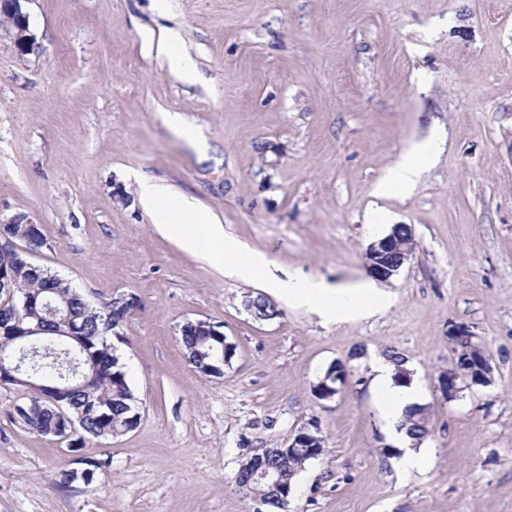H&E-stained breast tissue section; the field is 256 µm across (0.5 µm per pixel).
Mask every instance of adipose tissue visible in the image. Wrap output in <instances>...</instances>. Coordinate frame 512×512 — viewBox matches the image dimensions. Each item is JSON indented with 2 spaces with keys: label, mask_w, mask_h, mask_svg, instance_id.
<instances>
[{
  "label": "adipose tissue",
  "mask_w": 512,
  "mask_h": 512,
  "mask_svg": "<svg viewBox=\"0 0 512 512\" xmlns=\"http://www.w3.org/2000/svg\"><path fill=\"white\" fill-rule=\"evenodd\" d=\"M435 148L431 139L411 143L390 167L377 188L378 193L413 185ZM139 202L157 228L175 238L185 251L204 256L227 275L240 280L264 279L269 295L288 306L318 315L324 323H342L364 310L384 309L390 304L389 293L369 282L342 288L305 276L282 279L272 275L264 255L245 252L225 235L223 225L204 213L192 199L174 195L155 182L140 181ZM371 373L372 385L381 399L380 419L390 441L402 453L403 466L420 467L425 448L408 435L404 425L407 411L420 403L417 386L396 383L395 366L383 356L372 361Z\"/></svg>",
  "instance_id": "obj_1"
}]
</instances>
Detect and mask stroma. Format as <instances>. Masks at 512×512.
<instances>
[{"instance_id": "stroma-1", "label": "stroma", "mask_w": 512, "mask_h": 512, "mask_svg": "<svg viewBox=\"0 0 512 512\" xmlns=\"http://www.w3.org/2000/svg\"><path fill=\"white\" fill-rule=\"evenodd\" d=\"M37 53L0 43V216L25 213L35 264L92 306H140L113 345L141 420L81 453L109 460L91 485L53 486L65 446L14 423L0 387V512H253L236 488L257 448L323 440L290 512H512V0H27ZM172 30L199 77H174L139 32ZM179 113L196 148L165 122ZM436 137L408 193L376 194L414 141ZM149 178L193 198L281 277L370 280L364 254L397 224L414 251L392 303L323 325L278 305L254 318L261 280L220 273L160 233ZM220 324L223 377L188 362L181 327ZM466 334L491 385L444 397ZM403 355L429 419L425 469L400 471L369 360ZM335 396L314 385L331 363Z\"/></svg>"}]
</instances>
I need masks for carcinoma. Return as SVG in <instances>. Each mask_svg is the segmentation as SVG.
<instances>
[{
  "mask_svg": "<svg viewBox=\"0 0 512 512\" xmlns=\"http://www.w3.org/2000/svg\"><path fill=\"white\" fill-rule=\"evenodd\" d=\"M1 237L21 241L24 247L12 265L3 268L9 287L0 289V345L10 348L17 343V337L10 335L12 331L36 326L42 329L41 335L27 337L21 349L27 354L28 374L7 372L10 365L6 362L0 366V384L18 386L29 392L28 402L14 406L12 420L46 437L74 421V452L83 447L88 437L116 438L124 435L133 423L136 397L124 366L112 357V344L108 339V333L112 331V300L103 302L99 308H87L83 306V295L68 281L42 267H29L28 254L47 246L41 229L23 224H0ZM47 295L56 303L68 305L81 314L79 323L83 336L79 337L82 347L78 349V355L87 361L88 378L59 392H50L47 387L62 379V358L58 353L71 347V339L55 335L57 325L40 305V300ZM25 299L35 301V308L23 310ZM182 342L188 361L197 372L208 376L223 374L220 340L212 338L203 344L199 337L185 331ZM453 343L454 358L477 355V344L472 340L455 336ZM406 424L408 434L416 441L427 437L428 417L424 408H413L407 415ZM310 440L312 449L307 453L292 458L271 455L266 463L279 468L290 484H295L305 465L323 453L322 439L313 434ZM107 466V460L92 461L78 457L57 471L54 483L69 487L77 482L78 473L97 471ZM289 504L290 497L281 487L266 494V512H288Z\"/></svg>",
  "mask_w": 512,
  "mask_h": 512,
  "instance_id": "obj_1",
  "label": "carcinoma"
}]
</instances>
